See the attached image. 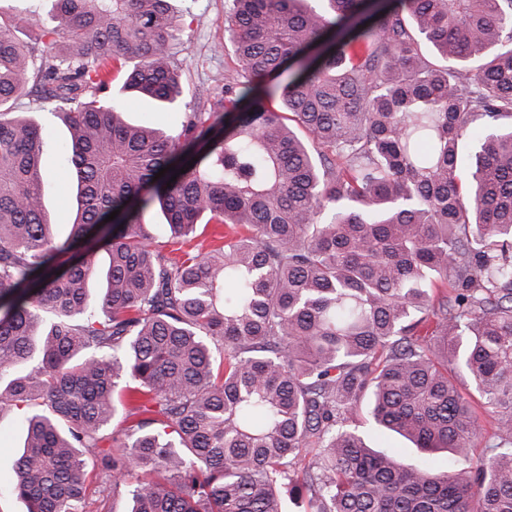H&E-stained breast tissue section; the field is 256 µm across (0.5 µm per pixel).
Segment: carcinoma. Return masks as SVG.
I'll list each match as a JSON object with an SVG mask.
<instances>
[{
  "label": "carcinoma",
  "mask_w": 512,
  "mask_h": 512,
  "mask_svg": "<svg viewBox=\"0 0 512 512\" xmlns=\"http://www.w3.org/2000/svg\"><path fill=\"white\" fill-rule=\"evenodd\" d=\"M307 2L230 0L229 107L176 136L98 99L132 61L126 90L179 97L172 0H54L38 62L0 11V409H27L29 512H85L93 477L123 512H512V0ZM31 80L70 134L61 241L42 128L10 112ZM365 400L421 465L365 444ZM142 223L150 225L148 227L156 247L172 258L180 254V251H176L180 244L173 242L175 240H172L169 229L166 226V219L158 206L150 208L143 213Z\"/></svg>",
  "instance_id": "obj_1"
}]
</instances>
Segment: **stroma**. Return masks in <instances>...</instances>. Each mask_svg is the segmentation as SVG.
Segmentation results:
<instances>
[{"mask_svg":"<svg viewBox=\"0 0 512 512\" xmlns=\"http://www.w3.org/2000/svg\"><path fill=\"white\" fill-rule=\"evenodd\" d=\"M227 0H176L179 26L170 43L182 69L183 93L172 105L129 96L122 92L120 79H113L99 97L120 105L131 123L151 122L167 134H176L189 112H220L224 109V85L236 74L238 62L224 30ZM23 115L33 118L47 135L41 158L45 172L47 218L57 235H65L76 206L74 191L67 188L69 166L61 147L69 138L65 125L56 117L54 104L37 86H30L16 104ZM21 412L0 410V473L13 472L23 451L24 435L18 425Z\"/></svg>","mask_w":512,"mask_h":512,"instance_id":"1","label":"stroma"}]
</instances>
